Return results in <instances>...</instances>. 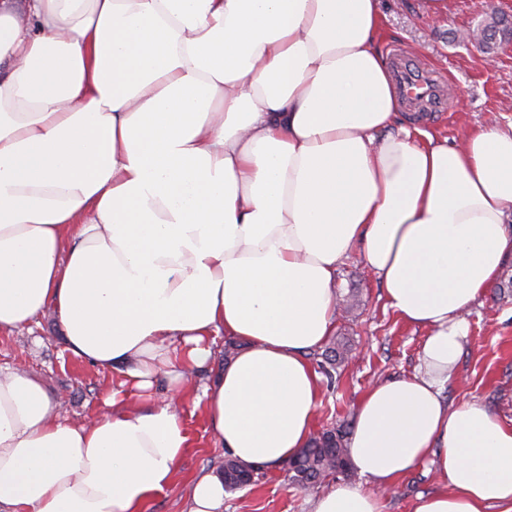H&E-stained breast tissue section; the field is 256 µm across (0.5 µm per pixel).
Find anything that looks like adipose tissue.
<instances>
[{
  "label": "adipose tissue",
  "instance_id": "1",
  "mask_svg": "<svg viewBox=\"0 0 512 512\" xmlns=\"http://www.w3.org/2000/svg\"><path fill=\"white\" fill-rule=\"evenodd\" d=\"M380 0H0V333L53 313L117 376L92 418L0 367V512H144L204 405L234 458L278 468L313 435L311 352L353 252L405 322L416 373L370 387L348 448L366 485L312 512H512V424L441 389L464 314L512 258V123L458 145L395 123ZM237 349L214 380L218 338ZM221 471L188 512H224ZM437 486V475L430 466L421 467L404 477L382 495L383 512H409L415 496Z\"/></svg>",
  "mask_w": 512,
  "mask_h": 512
}]
</instances>
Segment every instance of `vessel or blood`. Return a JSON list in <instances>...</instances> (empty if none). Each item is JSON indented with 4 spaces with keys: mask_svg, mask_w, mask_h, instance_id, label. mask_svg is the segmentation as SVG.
<instances>
[{
    "mask_svg": "<svg viewBox=\"0 0 512 512\" xmlns=\"http://www.w3.org/2000/svg\"><path fill=\"white\" fill-rule=\"evenodd\" d=\"M388 57L399 104L423 116L445 110L451 89L442 72L423 67L399 46Z\"/></svg>",
    "mask_w": 512,
    "mask_h": 512,
    "instance_id": "vessel-or-blood-1",
    "label": "vessel or blood"
}]
</instances>
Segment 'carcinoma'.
<instances>
[{"label": "carcinoma", "instance_id": "cac0c4a2", "mask_svg": "<svg viewBox=\"0 0 512 512\" xmlns=\"http://www.w3.org/2000/svg\"><path fill=\"white\" fill-rule=\"evenodd\" d=\"M483 31L482 46L490 50L496 41L512 33V19L492 12L483 25ZM349 355L350 349L344 343L330 339L320 354L321 369L331 377L345 366ZM350 467L343 431L325 430L288 461L289 480L294 485L307 489L322 483L330 476L347 472Z\"/></svg>", "mask_w": 512, "mask_h": 512}]
</instances>
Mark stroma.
<instances>
[{"mask_svg":"<svg viewBox=\"0 0 512 512\" xmlns=\"http://www.w3.org/2000/svg\"><path fill=\"white\" fill-rule=\"evenodd\" d=\"M512 17V0H448L447 12L432 16L427 0H381L384 36L381 54L395 45L411 51L427 65L441 69L463 98L457 110L435 113L425 129L436 139L456 142L478 125L512 122V47L500 49L494 66L476 45L457 36L476 25L480 6ZM338 291L357 290L361 305L355 318L337 317L334 333L352 345L354 359L339 380L324 382L315 428H351L359 399L375 383L414 374L426 336L405 324L385 301L382 282L353 253L336 275ZM469 336L443 396L447 403L472 401L512 423V288H488L466 315ZM0 366L28 373L49 393L63 396L67 417L91 416L110 376L70 355L54 318L41 316L31 328L0 335ZM183 416L191 445L171 486L155 495L144 512H185L193 477L219 468L226 455L210 429L202 408L186 404ZM437 485L435 471L422 467L400 480L382 497L383 512H410L417 494ZM315 490H302L288 479L286 467L263 472L258 483L226 494L224 512H311Z\"/></svg>","mask_w":512,"mask_h":512,"instance_id":"35a3bbf8","label":"stroma"}]
</instances>
